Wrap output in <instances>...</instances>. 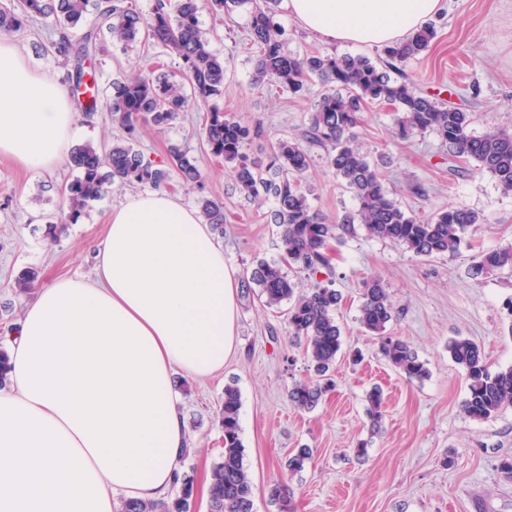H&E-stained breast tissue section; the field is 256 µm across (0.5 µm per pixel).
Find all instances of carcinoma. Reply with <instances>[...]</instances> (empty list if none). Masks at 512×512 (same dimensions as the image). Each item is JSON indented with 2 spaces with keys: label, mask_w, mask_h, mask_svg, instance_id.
I'll list each match as a JSON object with an SVG mask.
<instances>
[{
  "label": "carcinoma",
  "mask_w": 512,
  "mask_h": 512,
  "mask_svg": "<svg viewBox=\"0 0 512 512\" xmlns=\"http://www.w3.org/2000/svg\"><path fill=\"white\" fill-rule=\"evenodd\" d=\"M247 2L252 3L248 40L258 48L254 84L275 85L293 95L304 92L315 77L328 85L314 103L308 126L297 138L277 140L266 163L247 152L259 130L217 104L224 94L226 66L201 30L202 13L218 15ZM279 2L155 0L153 12L146 17L133 0H7L0 3V35L19 32L38 21H51L52 36L45 50L66 69L79 111L89 119L102 106L126 133L109 146L89 141L71 149L68 161L76 175L62 189L59 222L49 225L53 241L67 225L78 222L90 202L114 186L158 187L173 176L201 185L198 159L189 150L172 147L168 165L158 164L136 148V131L142 125L165 131L181 113L205 108L206 151L234 164L237 189L246 199L261 201L271 195L276 202L273 221L281 228L283 253L278 260L258 261L243 283L248 292L258 287V299L269 307L288 304V334L304 342L313 372V377L292 383L288 398L296 408L310 411L332 390L329 372L342 348L336 321L342 294L333 288L331 241L353 232L357 223L372 237L396 242L418 257L430 258L456 253L468 230L480 223L479 214L465 206H450L420 218L390 198L368 154L358 144L357 129L364 112L372 104L390 106L400 137L435 132L452 153L474 162L476 170L494 178L505 193L512 192V132L489 127L481 134L472 133L470 113L437 102L401 72V64L428 49L434 37L431 28L422 27L385 48V57L375 62L350 54L302 56L286 48V31L275 21ZM92 9L97 20L89 25L87 16ZM106 34L112 42L126 47L134 42L162 47L179 60L182 82L152 71L100 87L92 59L103 51ZM315 148L326 150L328 166L358 201L356 213L335 224L313 210L301 188V180L313 164ZM199 208L206 223L223 229L222 203L202 197ZM505 270L512 272V245L482 252L470 275L478 279ZM300 273L315 278L311 288H302ZM37 279V269H22L14 278L16 293H27ZM360 299L358 321L376 336L383 358L409 381L427 378L426 363L405 340L387 331L395 309L383 279L363 280ZM448 352L465 375L467 391L461 408L467 417L483 421L512 407V366L490 371L481 347L468 338L451 340ZM368 402L367 414L376 425L383 416L381 392L372 390ZM240 409L238 389L224 387L218 407L224 448L209 471L208 512H252V481L243 461ZM311 458V449H297L286 461L288 472L303 471ZM176 487L170 499H124L118 512H194V477L182 473ZM293 496L290 482L284 479L270 488L269 497L279 512H292Z\"/></svg>",
  "instance_id": "obj_1"
}]
</instances>
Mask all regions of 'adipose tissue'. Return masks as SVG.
I'll list each match as a JSON object with an SVG mask.
<instances>
[{"label":"adipose tissue","instance_id":"obj_1","mask_svg":"<svg viewBox=\"0 0 512 512\" xmlns=\"http://www.w3.org/2000/svg\"><path fill=\"white\" fill-rule=\"evenodd\" d=\"M332 43L389 46L441 0H284ZM75 114L63 84L0 39V154L28 171L62 159ZM93 278L37 288L8 340L0 389V512H115L167 496L188 446L175 373L236 352L238 280L208 225L165 190L113 207Z\"/></svg>","mask_w":512,"mask_h":512}]
</instances>
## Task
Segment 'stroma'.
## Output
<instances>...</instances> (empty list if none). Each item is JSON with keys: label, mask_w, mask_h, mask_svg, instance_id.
Wrapping results in <instances>:
<instances>
[{"label": "stroma", "mask_w": 512, "mask_h": 512, "mask_svg": "<svg viewBox=\"0 0 512 512\" xmlns=\"http://www.w3.org/2000/svg\"><path fill=\"white\" fill-rule=\"evenodd\" d=\"M444 3L430 21L436 35L428 50L404 63L405 73L439 101L472 113L475 133L490 126L512 131V0ZM250 10L246 4L224 19L205 14L201 21L212 48L227 61L219 104L261 128L249 154L264 159L271 142L305 126L322 83L312 80L301 97L254 85L255 52L246 39ZM276 20L293 53L372 59L379 54L375 47L325 42L284 9ZM47 28L44 22L34 25L12 40L33 66L60 81L63 69L38 48ZM157 62L170 77H178L176 58L140 43L107 45L96 68L105 85L148 71ZM204 124V112L184 113L167 131L142 128L137 147L158 163L166 162L173 145L196 153L202 188L173 181L167 190L193 208L203 196L223 202L224 232L216 240L224 248L225 264L242 277L257 260H275L282 253L280 229L271 219L276 204L245 199L236 188L232 163L202 153ZM358 136L391 198L404 210L427 217L463 205L483 221L469 229L452 256L418 257L361 227L345 237L333 272L343 295L336 313L343 336L336 387L309 411L295 409L288 399L289 386L308 371L302 346L288 335L283 310L263 306L256 294H239L237 354L212 377L174 376L188 440L196 449L183 469L195 478L197 512H207V475L224 448L215 411L228 385L241 395V440L253 484V512H278L269 489L285 478L295 490L294 512H512V479L499 467L503 456L512 455V407L484 421L466 417L461 410L465 376L448 353L449 341L462 336L481 346L491 370L512 365V315L505 308L512 297V274L480 280L470 275L482 251L512 244V194L451 155L435 132L397 136L390 107L369 106ZM313 155L302 187L313 209L340 220L356 210L357 201L328 167L324 150L314 149ZM74 176L65 160L53 170L34 172L0 155V329L15 323L30 301L12 287L19 270L37 268L44 283L92 277L108 212L143 191L137 184L113 189L50 241L46 229L60 210V188ZM374 276L383 279L397 310L387 329L403 337L427 364L430 374L424 380L408 382L388 365L375 337L358 322L360 284ZM375 386L385 398L377 427L366 414V396ZM361 442L366 452L360 456L355 448ZM301 447L312 449V460L300 473L288 474L285 463Z\"/></svg>", "instance_id": "1"}]
</instances>
